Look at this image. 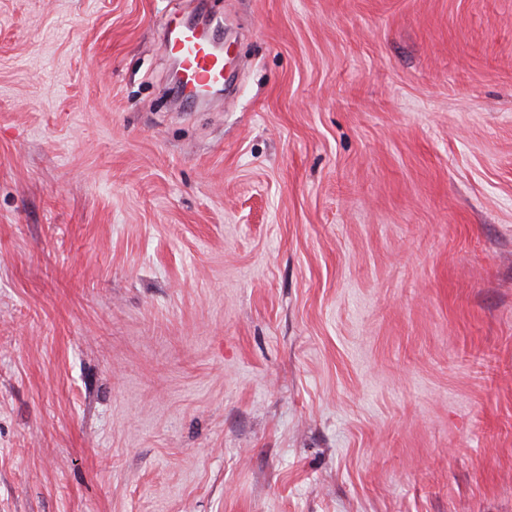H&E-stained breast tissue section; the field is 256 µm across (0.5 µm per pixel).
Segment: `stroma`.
Listing matches in <instances>:
<instances>
[{
    "mask_svg": "<svg viewBox=\"0 0 512 512\" xmlns=\"http://www.w3.org/2000/svg\"><path fill=\"white\" fill-rule=\"evenodd\" d=\"M0 512H512V0H0ZM199 28L204 27L188 23L171 25L165 29L162 40L164 53L179 66L180 98L197 104L222 91L225 83L224 54L214 51V43Z\"/></svg>",
    "mask_w": 512,
    "mask_h": 512,
    "instance_id": "35a3bbf8",
    "label": "stroma"
}]
</instances>
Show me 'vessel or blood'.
<instances>
[{"label": "vessel or blood", "instance_id": "obj_1", "mask_svg": "<svg viewBox=\"0 0 512 512\" xmlns=\"http://www.w3.org/2000/svg\"><path fill=\"white\" fill-rule=\"evenodd\" d=\"M162 48L179 66L182 100L199 103L223 90L224 56L214 51L204 30L188 23L168 26Z\"/></svg>", "mask_w": 512, "mask_h": 512}]
</instances>
